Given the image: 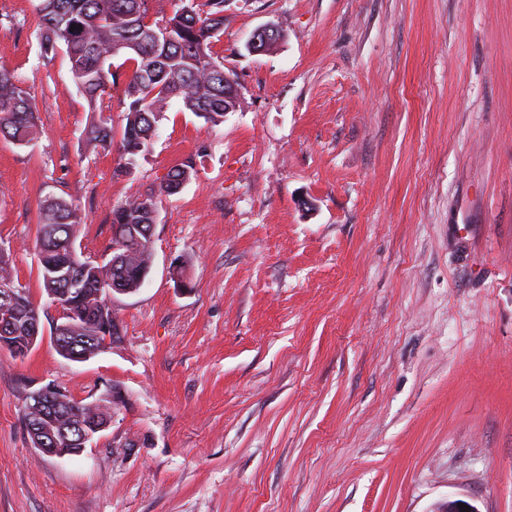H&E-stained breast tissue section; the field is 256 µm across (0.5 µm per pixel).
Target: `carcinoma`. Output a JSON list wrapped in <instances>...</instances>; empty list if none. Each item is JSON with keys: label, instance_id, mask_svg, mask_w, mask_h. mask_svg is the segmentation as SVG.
<instances>
[{"label": "carcinoma", "instance_id": "1", "mask_svg": "<svg viewBox=\"0 0 512 512\" xmlns=\"http://www.w3.org/2000/svg\"><path fill=\"white\" fill-rule=\"evenodd\" d=\"M170 15L153 11L151 0H38L35 7L41 56L65 48L73 80L87 101L89 112L103 111L108 86L123 81L128 99L120 133L121 158L131 164L155 136L156 123L178 101L213 125L224 121V78L217 68L212 44L224 34V0H206V10L195 0H178ZM78 29L71 30V25ZM124 56L131 69L122 74L112 60ZM38 115L30 90L13 73L0 70V135L17 145L33 139ZM115 133L108 121L93 120L85 128L82 149L97 154L112 147ZM192 162L169 169L158 189L125 200L112 208V242L122 246L121 261L96 263L75 249L84 220L73 202L49 195L39 204V279L47 296H55L64 310L65 332L56 348L76 361L96 355L106 339L116 334L112 311L105 302L114 288H140L143 269L152 258V224L157 221L158 198L172 195L190 178ZM140 225L134 232L131 225ZM12 313L11 334L24 339L39 320L28 290L21 288L15 302L0 307ZM53 414L63 423L88 433L108 420V406L94 409L60 390L49 405L24 406L26 425Z\"/></svg>", "mask_w": 512, "mask_h": 512}]
</instances>
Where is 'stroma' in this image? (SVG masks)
<instances>
[{
	"label": "stroma",
	"mask_w": 512,
	"mask_h": 512,
	"mask_svg": "<svg viewBox=\"0 0 512 512\" xmlns=\"http://www.w3.org/2000/svg\"><path fill=\"white\" fill-rule=\"evenodd\" d=\"M37 2L0 0V69L39 115L0 137V250L40 316L27 355L0 349V512H512V0H225L237 107L171 104L121 173L81 150ZM188 160L143 286L107 298L117 335L61 357L40 200L77 204L98 257L113 207ZM53 384L124 398L81 455L30 441Z\"/></svg>",
	"instance_id": "stroma-1"
}]
</instances>
